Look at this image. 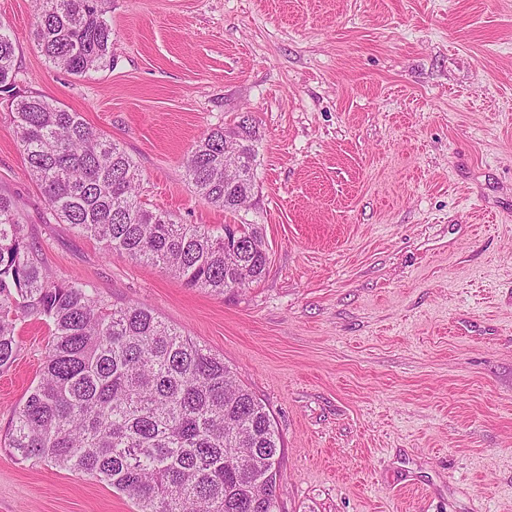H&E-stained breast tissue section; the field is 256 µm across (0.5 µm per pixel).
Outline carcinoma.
Masks as SVG:
<instances>
[{
  "label": "carcinoma",
  "instance_id": "obj_1",
  "mask_svg": "<svg viewBox=\"0 0 512 512\" xmlns=\"http://www.w3.org/2000/svg\"><path fill=\"white\" fill-rule=\"evenodd\" d=\"M101 0H37L34 37L55 67L82 76L112 61ZM15 45L0 27L6 95L26 172L50 214L96 239L110 256L157 266L217 294L263 279L269 253L257 224L214 231L146 207L136 163L78 112L16 89ZM241 147L244 179L224 183V137ZM253 119L210 130L192 147L186 179L207 204L236 212L254 194ZM236 238L241 256L224 253ZM50 329L42 373L13 410L4 447L89 475L127 495L138 512H277L281 437L224 357L144 304L114 307L88 284L56 279L0 194V372L16 361L18 321Z\"/></svg>",
  "mask_w": 512,
  "mask_h": 512
}]
</instances>
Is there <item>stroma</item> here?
<instances>
[{
    "instance_id": "1",
    "label": "stroma",
    "mask_w": 512,
    "mask_h": 512,
    "mask_svg": "<svg viewBox=\"0 0 512 512\" xmlns=\"http://www.w3.org/2000/svg\"><path fill=\"white\" fill-rule=\"evenodd\" d=\"M112 65L55 68L32 0H0L16 85L133 158L149 208L260 225L269 270L221 295L58 223L0 99V194L56 278L146 304L237 369L283 441L280 512H512V0H103ZM251 114L256 189L204 203L184 163ZM18 324L0 437L37 380ZM0 512H137L0 449Z\"/></svg>"
}]
</instances>
